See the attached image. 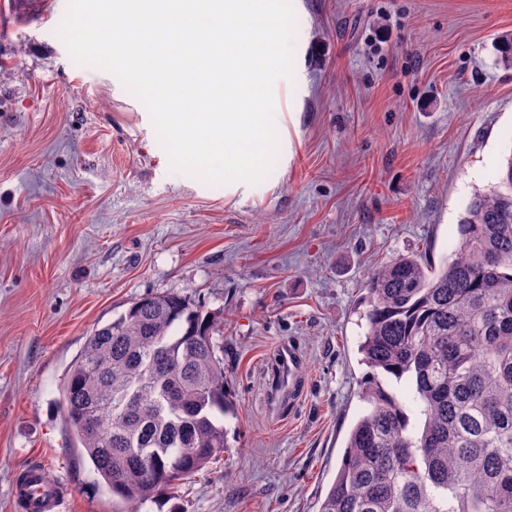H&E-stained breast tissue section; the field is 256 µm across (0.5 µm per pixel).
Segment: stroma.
Here are the masks:
<instances>
[{
    "mask_svg": "<svg viewBox=\"0 0 512 512\" xmlns=\"http://www.w3.org/2000/svg\"><path fill=\"white\" fill-rule=\"evenodd\" d=\"M309 87L293 156L247 200L171 172L143 105L77 65L66 0H0V512L43 464L65 512H113L60 387L87 337L132 302L215 315L235 408L229 449L142 512H318L370 375L366 284L400 254L450 258L472 195L512 151V0H302ZM302 396L270 405L277 353Z\"/></svg>",
    "mask_w": 512,
    "mask_h": 512,
    "instance_id": "35a3bbf8",
    "label": "stroma"
}]
</instances>
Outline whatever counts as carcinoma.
<instances>
[{
	"label": "carcinoma",
	"mask_w": 512,
	"mask_h": 512,
	"mask_svg": "<svg viewBox=\"0 0 512 512\" xmlns=\"http://www.w3.org/2000/svg\"><path fill=\"white\" fill-rule=\"evenodd\" d=\"M473 194L450 259L402 254L367 284L372 369L318 512H512V151ZM214 319L160 293L96 328L64 417L122 512L229 448L235 415Z\"/></svg>",
	"instance_id": "cac0c4a2"
}]
</instances>
